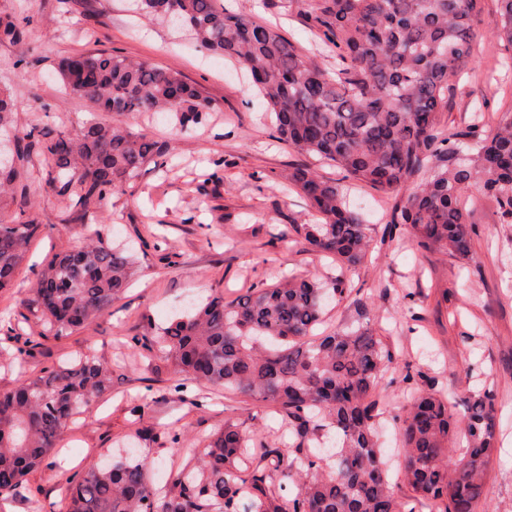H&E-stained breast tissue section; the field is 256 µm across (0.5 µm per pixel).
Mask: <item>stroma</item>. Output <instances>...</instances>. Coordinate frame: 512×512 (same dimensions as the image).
<instances>
[{
    "label": "stroma",
    "mask_w": 512,
    "mask_h": 512,
    "mask_svg": "<svg viewBox=\"0 0 512 512\" xmlns=\"http://www.w3.org/2000/svg\"><path fill=\"white\" fill-rule=\"evenodd\" d=\"M224 4L278 26L303 57L335 67L333 52L308 29L291 0ZM0 12L30 19L22 42L0 43V87L17 104L13 132L35 123L62 129L115 119L67 94L57 73L62 57L94 50L179 72L214 105L201 124L179 135L165 112L122 118L128 130L148 135L167 151L168 163L147 167L91 215L73 211L51 191L37 157L22 190L0 195V219L25 200L32 205L31 218L46 227L30 242L12 287L0 291V321L15 326L12 333L0 331V391L82 352L112 367L110 390L61 435L42 466L26 476L20 493L0 496V512H30L33 500L40 512H64L74 473L129 453L149 460L155 489L169 487L177 473L171 437L190 448L202 446L225 420L244 417L247 405L222 389L195 383L188 386V399H181L175 391L180 379L170 363L133 350L129 338L155 335L210 296L231 301L284 274L320 280L344 275L348 292L326 299L324 325H346L362 311L378 320L394 354L381 386L391 412L406 408L414 390L403 379L409 363L457 395L485 386L493 391L499 447L480 512H512V224L490 198L475 186L464 195L475 231L472 257L464 264L451 254L416 248L408 229L387 234L393 197L356 186L350 204L384 244L363 265L341 271L289 234L290 225L314 218L286 176L301 164L329 179L342 173L275 138L264 100L237 63L200 51L166 19L137 9L135 0H0ZM475 33L483 52L461 77L467 94L451 96L439 120L459 130L478 122L490 131L500 113L512 108L506 93L512 70L497 52L495 0H485ZM219 158L226 161L224 178L202 194ZM96 230L127 248L134 266L131 285L86 329L43 337L41 322L23 305L35 275L55 254L82 247ZM38 335L42 344L26 349L27 337ZM134 405L141 406L140 417L131 415Z\"/></svg>",
    "instance_id": "stroma-1"
}]
</instances>
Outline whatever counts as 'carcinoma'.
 <instances>
[{
	"mask_svg": "<svg viewBox=\"0 0 512 512\" xmlns=\"http://www.w3.org/2000/svg\"><path fill=\"white\" fill-rule=\"evenodd\" d=\"M149 14L187 27L199 48L240 64L265 101L277 137L333 163L346 177L392 195L416 187L391 211L388 233L411 229L419 248L466 259L473 246L461 201L479 186L512 223V111L493 131H444L438 114L459 91L475 52L474 23L483 0H301L309 28L336 54V72L302 59L275 28L221 0H140ZM498 35L512 62V0H496ZM25 24L0 16V41L23 38ZM69 94L115 115L168 112L180 132L203 122L212 102L171 70L109 52L59 60ZM15 104L0 93V126ZM7 176L28 174L31 151L43 156L53 191L71 209L92 212L165 153L157 142L105 123L52 132L22 131ZM288 180L320 221L293 232L347 269L363 264L369 225L351 209L347 185L301 166ZM22 206L0 219V288L7 287L25 246L39 236ZM133 263L95 233L84 247L50 260L24 301L45 332L67 336L85 327L125 292ZM326 284L289 277L226 302L214 296L170 321L154 338H131L158 352L186 380L240 394L279 411L294 442L293 458L273 475L277 448L248 446L246 426L228 420L183 468L165 495L147 480L148 461L128 457L86 466L68 482L65 512H479L497 447L496 400L489 390L456 397L428 381L397 415L402 472L410 496L395 492L377 431L385 420L380 378L393 362L369 316L316 335ZM112 367L91 354L0 392V474L17 493L73 423L109 389Z\"/></svg>",
	"mask_w": 512,
	"mask_h": 512,
	"instance_id": "obj_1",
	"label": "carcinoma"
}]
</instances>
